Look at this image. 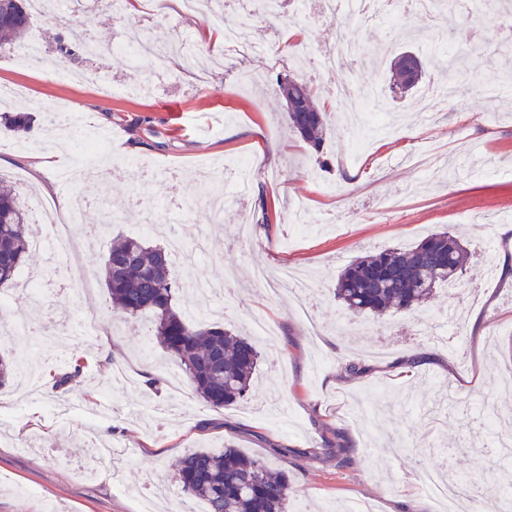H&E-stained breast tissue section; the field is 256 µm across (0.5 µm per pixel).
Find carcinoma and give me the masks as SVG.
<instances>
[{"label":"carcinoma","instance_id":"cac0c4a2","mask_svg":"<svg viewBox=\"0 0 512 512\" xmlns=\"http://www.w3.org/2000/svg\"><path fill=\"white\" fill-rule=\"evenodd\" d=\"M32 23L27 0H0V43L23 40ZM418 61L400 52L390 61L392 85L406 93L420 78L404 80ZM279 89L300 97L288 126L318 151L325 140L328 112L315 102L312 86L284 77ZM31 223L14 186L0 177V285L13 281L29 259ZM468 252L443 231L409 248L368 254L339 274L335 296L353 315L411 312L428 302L435 290L456 280ZM105 284L112 306L130 320L147 319L153 336L179 364L197 395L213 408H224L250 389L260 353L246 337L219 326L194 324L173 303L174 287L165 252L141 238L112 242L104 261ZM19 363L0 357V388L18 376ZM83 365L70 361L49 383L61 389L80 382ZM184 496L203 501L208 512H287L292 490L288 475L237 448L215 454L194 450L178 460L172 475Z\"/></svg>","mask_w":512,"mask_h":512}]
</instances>
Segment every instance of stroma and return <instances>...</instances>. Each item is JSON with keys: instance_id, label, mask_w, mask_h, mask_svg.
I'll list each match as a JSON object with an SVG mask.
<instances>
[{"instance_id": "stroma-1", "label": "stroma", "mask_w": 512, "mask_h": 512, "mask_svg": "<svg viewBox=\"0 0 512 512\" xmlns=\"http://www.w3.org/2000/svg\"><path fill=\"white\" fill-rule=\"evenodd\" d=\"M247 13L256 52L230 57L251 69L242 85L224 68L204 76L174 56L146 95H130L129 85L150 79L151 59L78 56L70 62L77 78L60 83L6 63L0 48V83L21 91L9 114L37 116L26 132L0 124V176L39 193L32 165L47 144L62 163L76 155L39 108L77 105L109 139L83 183L116 218L92 236L72 225L66 261L33 252L42 306L17 286L0 289L8 298L0 321L15 329L0 352L30 348L44 374L70 358L84 364L81 382L64 389L0 390V512H202L203 502H185L174 488L156 498L153 482L189 451L228 445L287 473L288 512H350L358 503L436 512L428 472L457 485L454 512H472L512 480V459L489 447L485 425L492 417L512 431V287L500 273L512 261V48L502 42V0H471L463 14L395 9L370 18L352 16L344 2L336 23L319 16L318 0H280L273 10L262 0H216L195 15L180 13L176 0H127L120 13L102 0L89 27L108 46L138 28L157 45L183 35L210 53L206 32ZM294 29L310 50H333L342 35L359 55L312 72L291 47ZM379 45L419 54L423 81L404 95L390 91L387 67L369 61ZM280 74L311 84L322 106L334 85L379 84L391 118L381 130L329 124L313 151L286 133L285 114L269 112ZM444 81L460 95L418 118L426 93ZM149 220L150 245L166 246L174 234L190 250L203 236L211 245L210 257L190 267L169 255L178 310L196 307L185 280L227 279L230 291L202 323L248 331L261 317L277 326L272 342L257 340L256 376L235 405L209 407L160 345L143 353L142 323L110 306L107 249ZM442 229L461 239L469 261L414 313L353 316L336 299L337 277L357 256ZM259 268L305 275L308 311L256 282ZM450 311L463 334L436 340ZM351 363L365 374L348 375Z\"/></svg>"}]
</instances>
